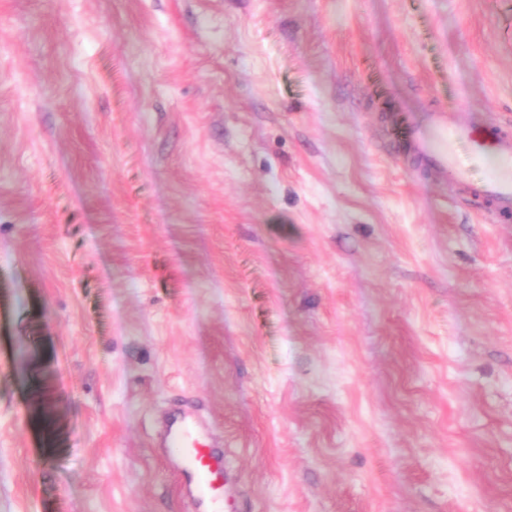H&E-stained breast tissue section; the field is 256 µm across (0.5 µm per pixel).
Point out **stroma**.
I'll return each mask as SVG.
<instances>
[{"mask_svg":"<svg viewBox=\"0 0 512 512\" xmlns=\"http://www.w3.org/2000/svg\"><path fill=\"white\" fill-rule=\"evenodd\" d=\"M512 124V0H0V512H512V219L408 121ZM165 443L168 457L178 463L193 512H224V454L200 442L186 417L170 421Z\"/></svg>","mask_w":512,"mask_h":512,"instance_id":"obj_1","label":"stroma"}]
</instances>
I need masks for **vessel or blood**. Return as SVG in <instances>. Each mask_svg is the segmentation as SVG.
Here are the masks:
<instances>
[{"mask_svg": "<svg viewBox=\"0 0 512 512\" xmlns=\"http://www.w3.org/2000/svg\"><path fill=\"white\" fill-rule=\"evenodd\" d=\"M403 138L419 167L439 179L473 185L476 195L485 198L499 217L512 215V131L494 124L483 125L460 115L432 113L428 126H408ZM467 146L469 164H462L458 146ZM484 172L479 183H472L471 168ZM166 448L183 476V488L192 501L193 512H224L226 483L224 455L198 440L193 424L184 417L170 421Z\"/></svg>", "mask_w": 512, "mask_h": 512, "instance_id": "vessel-or-blood-1", "label": "vessel or blood"}]
</instances>
